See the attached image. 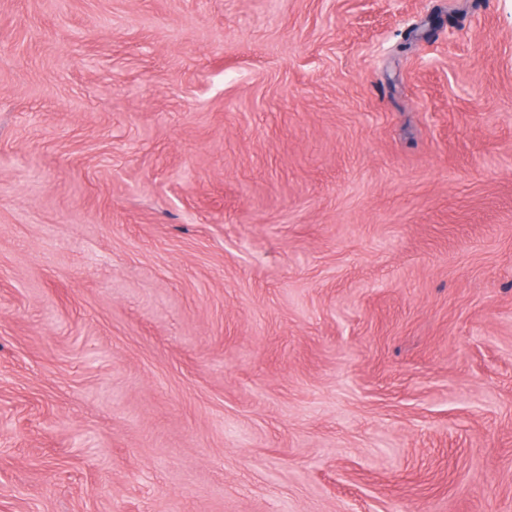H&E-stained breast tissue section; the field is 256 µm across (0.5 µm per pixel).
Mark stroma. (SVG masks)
I'll return each mask as SVG.
<instances>
[{"label":"stroma","mask_w":512,"mask_h":512,"mask_svg":"<svg viewBox=\"0 0 512 512\" xmlns=\"http://www.w3.org/2000/svg\"><path fill=\"white\" fill-rule=\"evenodd\" d=\"M0 512H512V0H0Z\"/></svg>","instance_id":"35a3bbf8"}]
</instances>
